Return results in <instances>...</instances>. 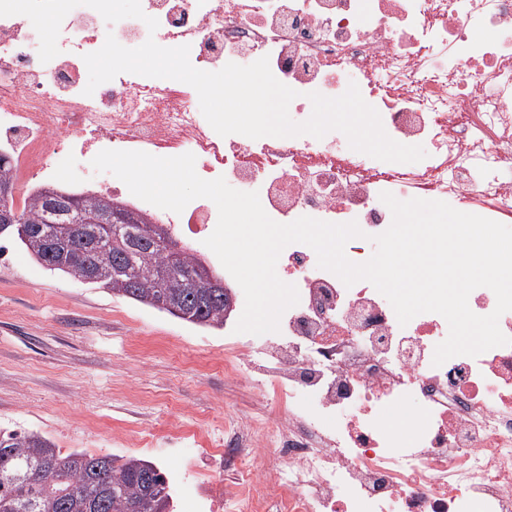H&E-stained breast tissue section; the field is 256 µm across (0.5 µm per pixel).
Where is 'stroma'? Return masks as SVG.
Instances as JSON below:
<instances>
[{
    "label": "stroma",
    "mask_w": 512,
    "mask_h": 512,
    "mask_svg": "<svg viewBox=\"0 0 512 512\" xmlns=\"http://www.w3.org/2000/svg\"><path fill=\"white\" fill-rule=\"evenodd\" d=\"M223 330L201 328L103 288L54 274L0 238V430L34 431L61 451L136 456L166 470L174 512H194L196 472L210 460L180 457L168 424L268 415L251 379L224 378ZM152 430L158 445L112 439L113 428Z\"/></svg>",
    "instance_id": "1"
}]
</instances>
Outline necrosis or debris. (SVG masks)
<instances>
[{"instance_id":"4bbe7bcc","label":"necrosis or debris","mask_w":512,"mask_h":512,"mask_svg":"<svg viewBox=\"0 0 512 512\" xmlns=\"http://www.w3.org/2000/svg\"><path fill=\"white\" fill-rule=\"evenodd\" d=\"M142 20L107 24L78 6L61 25L60 53L38 56L28 18L0 17V153L10 158L14 203L27 206L45 178L120 202L125 184L95 173L102 150L172 157L193 153L206 180L258 192L265 212L287 224L309 216L357 222L345 248L366 262L372 236L392 222L382 192L439 200L512 223V0H144ZM491 32V41L474 31ZM135 48L147 38L189 45L198 69L268 57L273 75L308 95L343 94L356 83L386 133L425 146L417 163L373 161L333 134L251 139L219 136L188 84L122 73L85 95V54L107 35ZM64 172H57V162ZM189 254L200 255L218 211L207 199L176 214L147 206ZM281 280L297 305L278 332L237 337L224 377L249 376L273 416L228 418L213 441L207 423L172 422L167 435L230 468L232 488L199 474L208 512H512V344L433 365L449 327L436 313L400 325L389 301L360 281L345 286L317 265L313 249L286 248ZM416 404L412 438L385 422Z\"/></svg>"}]
</instances>
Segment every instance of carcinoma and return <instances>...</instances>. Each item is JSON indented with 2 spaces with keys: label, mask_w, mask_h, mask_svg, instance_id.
<instances>
[{
  "label": "carcinoma",
  "mask_w": 512,
  "mask_h": 512,
  "mask_svg": "<svg viewBox=\"0 0 512 512\" xmlns=\"http://www.w3.org/2000/svg\"><path fill=\"white\" fill-rule=\"evenodd\" d=\"M112 202L93 195L75 206L39 192L4 231L45 269L211 328L224 327V297L207 296L189 273L201 264L182 252L164 282L157 279L163 247L132 242L136 228L111 220ZM172 489L154 463L134 457L61 453L47 437L0 431V512H172Z\"/></svg>",
  "instance_id": "carcinoma-1"
}]
</instances>
